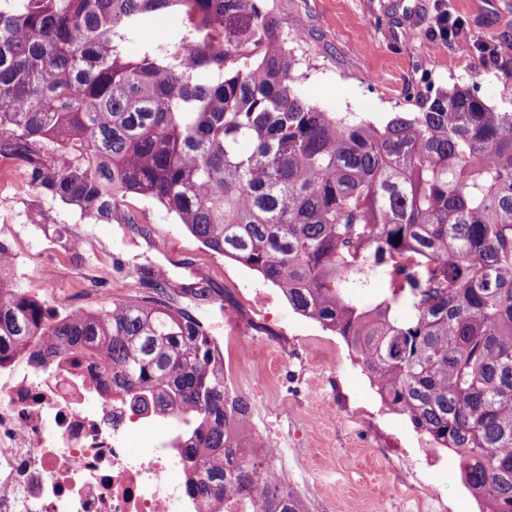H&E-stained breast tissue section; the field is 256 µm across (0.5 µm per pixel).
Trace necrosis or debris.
Wrapping results in <instances>:
<instances>
[{
  "label": "necrosis or debris",
  "instance_id": "obj_1",
  "mask_svg": "<svg viewBox=\"0 0 512 512\" xmlns=\"http://www.w3.org/2000/svg\"><path fill=\"white\" fill-rule=\"evenodd\" d=\"M111 391L96 361L0 366V512H249L188 493L176 431H157ZM147 435L146 450L132 448Z\"/></svg>",
  "mask_w": 512,
  "mask_h": 512
}]
</instances>
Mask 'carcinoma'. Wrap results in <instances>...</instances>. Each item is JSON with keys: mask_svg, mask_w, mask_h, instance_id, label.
<instances>
[{"mask_svg": "<svg viewBox=\"0 0 512 512\" xmlns=\"http://www.w3.org/2000/svg\"><path fill=\"white\" fill-rule=\"evenodd\" d=\"M169 10L188 32L127 57ZM292 67L259 0H0V155L96 221L139 231L123 200L160 203L342 336L382 401L458 455L485 512H512V113L455 86L418 112L338 117ZM7 268L1 365L96 357L132 411L174 416L194 495L303 512L260 441L238 438L251 403L179 306L224 289L175 291L141 266L139 295L58 319ZM377 277L388 291L366 302Z\"/></svg>", "mask_w": 512, "mask_h": 512, "instance_id": "1", "label": "carcinoma"}]
</instances>
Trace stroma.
<instances>
[{"label": "stroma", "mask_w": 512, "mask_h": 512, "mask_svg": "<svg viewBox=\"0 0 512 512\" xmlns=\"http://www.w3.org/2000/svg\"><path fill=\"white\" fill-rule=\"evenodd\" d=\"M288 39L295 85L311 104L375 120L417 111L453 86H477L490 105L512 110V0H261ZM461 17L474 45L461 53L436 38L440 13ZM142 231L97 222L32 184L25 161L0 155V238L14 243L11 275L52 304L96 310L140 288L142 265L164 270L173 288L204 276L227 302L196 315L221 337L224 373L250 348L239 390L252 406L282 416L294 436V468L318 512H403L405 490L382 456L410 448L425 491L447 512H479L454 452L432 451L405 416L384 408L344 340L297 314L261 275L216 254L157 202L126 197ZM56 268L42 279L43 263ZM93 280L97 293L84 292Z\"/></svg>", "instance_id": "35a3bbf8"}]
</instances>
